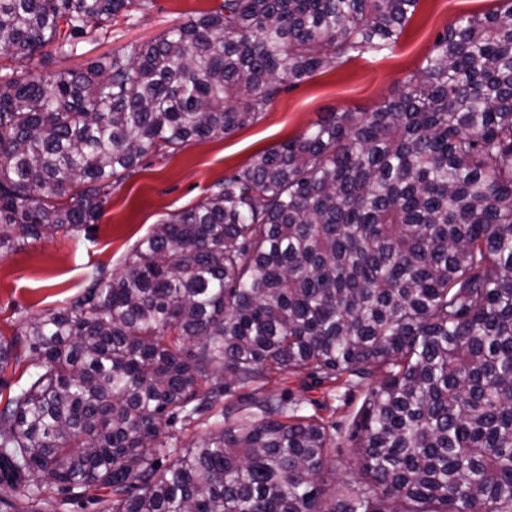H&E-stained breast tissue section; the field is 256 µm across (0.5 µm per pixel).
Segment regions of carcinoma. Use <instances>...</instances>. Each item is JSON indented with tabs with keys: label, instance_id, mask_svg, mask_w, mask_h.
<instances>
[{
	"label": "carcinoma",
	"instance_id": "carcinoma-1",
	"mask_svg": "<svg viewBox=\"0 0 512 512\" xmlns=\"http://www.w3.org/2000/svg\"><path fill=\"white\" fill-rule=\"evenodd\" d=\"M135 2L0 0V253L86 229L147 153L393 49L420 0H223L84 70H29ZM499 2L374 110L258 154L155 225L123 274L96 271L0 339V512H512ZM290 375L366 390L351 479L328 482L339 425L269 389Z\"/></svg>",
	"mask_w": 512,
	"mask_h": 512
}]
</instances>
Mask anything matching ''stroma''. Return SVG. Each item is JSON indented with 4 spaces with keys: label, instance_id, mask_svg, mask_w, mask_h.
Wrapping results in <instances>:
<instances>
[{
    "label": "stroma",
    "instance_id": "stroma-1",
    "mask_svg": "<svg viewBox=\"0 0 512 512\" xmlns=\"http://www.w3.org/2000/svg\"><path fill=\"white\" fill-rule=\"evenodd\" d=\"M221 0H149L130 6L104 30L81 37L77 54L35 57L31 69L44 75L89 66L125 45L153 40L190 17L215 9ZM495 0H420L393 51L372 52L319 70L282 91L253 124L166 154L150 153L135 171L114 184L93 228L60 233L26 248L0 255V337L11 338L26 322L69 305L100 267L120 274L133 247L160 220L193 207L210 186L231 175L263 151L295 138L328 112H368L392 95L430 53L439 34L462 16L480 15ZM305 408L340 423L336 474L348 476L353 460L348 428L364 398L328 385L285 383Z\"/></svg>",
    "mask_w": 512,
    "mask_h": 512
}]
</instances>
